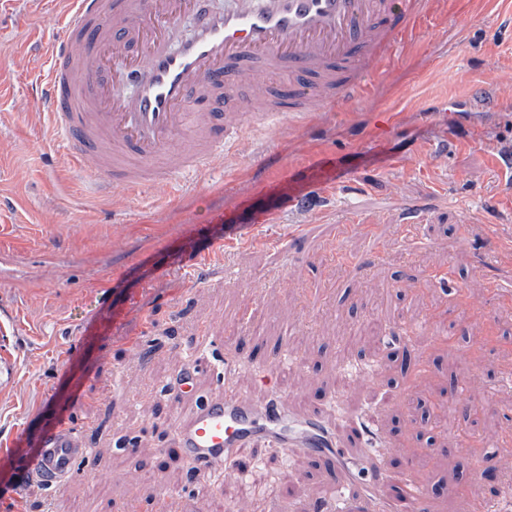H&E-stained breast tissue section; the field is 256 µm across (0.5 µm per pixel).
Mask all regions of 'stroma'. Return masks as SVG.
Instances as JSON below:
<instances>
[{"label":"stroma","instance_id":"obj_1","mask_svg":"<svg viewBox=\"0 0 512 512\" xmlns=\"http://www.w3.org/2000/svg\"><path fill=\"white\" fill-rule=\"evenodd\" d=\"M63 9L0 0V448L14 458L0 467V512H210L209 475L169 447L180 419L227 390L332 412L362 467L372 451L350 432L363 420L397 441L393 468L426 449L434 512L494 497L498 482L465 474L476 456H512V392L499 387L512 297L489 299L512 285L489 248L492 233L512 234V173L499 171L512 161V0H436L362 103L305 127L262 122L206 178L135 192L94 190L40 102ZM228 265L254 294L225 282ZM399 321L422 325L408 342L429 372L378 344L379 326ZM228 336L242 339L230 369ZM283 342L294 359L269 389L252 362ZM194 361L191 390L152 392ZM472 371L491 395L468 405L455 387ZM398 387L417 410L383 408ZM60 420L87 453L55 495L24 465ZM251 459L250 512L278 496L317 512L337 497L323 461L264 447Z\"/></svg>","mask_w":512,"mask_h":512}]
</instances>
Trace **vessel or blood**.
I'll return each instance as SVG.
<instances>
[{
    "mask_svg": "<svg viewBox=\"0 0 512 512\" xmlns=\"http://www.w3.org/2000/svg\"><path fill=\"white\" fill-rule=\"evenodd\" d=\"M428 0H69L41 89L74 164L89 178L133 190L173 174L206 176L246 117L299 123L362 101L388 75L400 32ZM191 34L176 39L184 17ZM175 446L196 469L224 462L231 481L242 453L264 446L334 465L336 512H430L432 472L415 463L377 471L358 496L341 445L321 414L287 397L267 406L237 393L202 402L176 427ZM85 451L68 425L49 431L33 475L55 491ZM501 491L471 512H512V459H495Z\"/></svg>",
    "mask_w": 512,
    "mask_h": 512,
    "instance_id": "obj_1",
    "label": "vessel or blood"
}]
</instances>
